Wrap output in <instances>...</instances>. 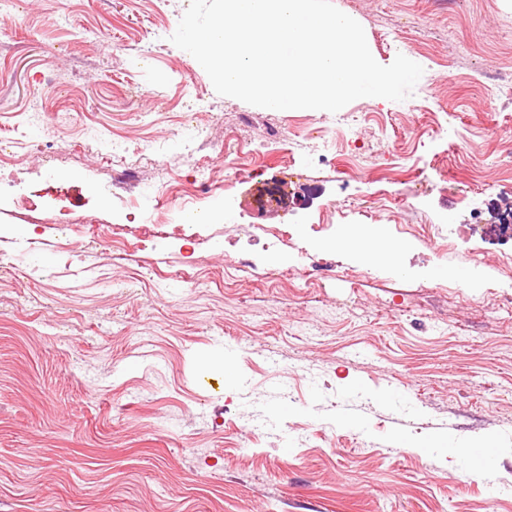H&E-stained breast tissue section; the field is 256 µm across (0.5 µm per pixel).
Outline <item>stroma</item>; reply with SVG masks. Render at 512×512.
Returning <instances> with one entry per match:
<instances>
[{"label": "stroma", "instance_id": "1", "mask_svg": "<svg viewBox=\"0 0 512 512\" xmlns=\"http://www.w3.org/2000/svg\"><path fill=\"white\" fill-rule=\"evenodd\" d=\"M333 3L379 64L423 67L412 95L342 108L354 176L281 148L203 224L167 222L143 184L203 163L227 178L225 134L313 137L331 112L217 94L170 40L189 0L0 8V146L28 143L0 170V512H512V233L495 229L512 209V0ZM14 185L45 209L18 210ZM373 224L397 262L343 247ZM221 357L235 388L200 371ZM445 434L495 436L492 473L457 482L474 464L434 445Z\"/></svg>", "mask_w": 512, "mask_h": 512}]
</instances>
